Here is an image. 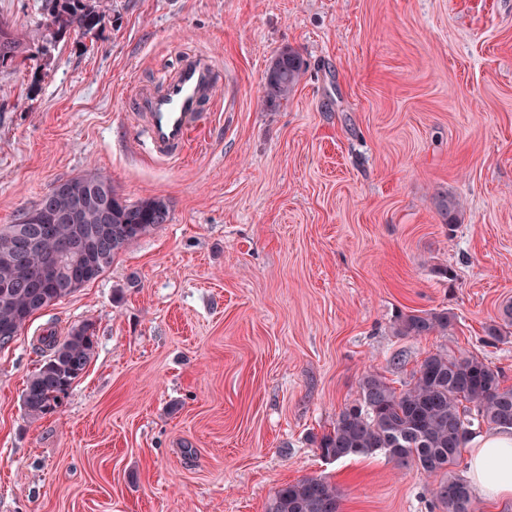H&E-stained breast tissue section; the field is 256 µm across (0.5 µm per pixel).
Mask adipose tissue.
I'll use <instances>...</instances> for the list:
<instances>
[{
    "mask_svg": "<svg viewBox=\"0 0 512 512\" xmlns=\"http://www.w3.org/2000/svg\"><path fill=\"white\" fill-rule=\"evenodd\" d=\"M495 471L487 481V471ZM470 473L480 491L493 497L512 498V431H500L477 437L470 459Z\"/></svg>",
    "mask_w": 512,
    "mask_h": 512,
    "instance_id": "1",
    "label": "adipose tissue"
}]
</instances>
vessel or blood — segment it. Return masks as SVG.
Listing matches in <instances>:
<instances>
[{"mask_svg": "<svg viewBox=\"0 0 512 512\" xmlns=\"http://www.w3.org/2000/svg\"><path fill=\"white\" fill-rule=\"evenodd\" d=\"M216 94L212 62L200 54L183 55L175 73L162 80L160 89L139 87L134 116L145 129L146 150L160 159L179 157L201 119L203 107L213 103Z\"/></svg>", "mask_w": 512, "mask_h": 512, "instance_id": "vessel-or-blood-1", "label": "vessel or blood"}]
</instances>
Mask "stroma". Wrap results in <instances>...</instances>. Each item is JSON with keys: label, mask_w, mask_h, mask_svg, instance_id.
<instances>
[{"label": "stroma", "mask_w": 512, "mask_h": 512, "mask_svg": "<svg viewBox=\"0 0 512 512\" xmlns=\"http://www.w3.org/2000/svg\"><path fill=\"white\" fill-rule=\"evenodd\" d=\"M1 18L38 64L0 69V228L94 173L170 218L0 348V512H266L304 477L340 512H442L416 468L315 439L366 372L400 388L434 353L512 385V335L483 342L512 302V0H106L96 35L52 44L42 0H0ZM287 45L307 69L264 107ZM186 53L220 90L162 162L132 98ZM445 193L465 209L452 231ZM434 309L447 334H393ZM84 321L85 373L27 417L38 336Z\"/></svg>", "instance_id": "35a3bbf8"}]
</instances>
